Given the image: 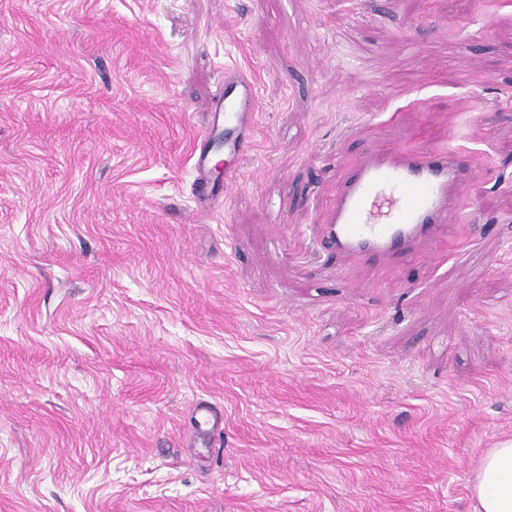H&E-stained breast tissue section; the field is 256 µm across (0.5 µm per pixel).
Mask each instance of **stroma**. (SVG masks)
<instances>
[{
    "instance_id": "stroma-1",
    "label": "stroma",
    "mask_w": 512,
    "mask_h": 512,
    "mask_svg": "<svg viewBox=\"0 0 512 512\" xmlns=\"http://www.w3.org/2000/svg\"><path fill=\"white\" fill-rule=\"evenodd\" d=\"M420 141L481 170L449 242L326 249L342 172ZM508 439L512 0H0V512H472ZM257 96V86L250 76L235 66L224 67V83L214 95L213 123L202 131L194 145V168L199 186L206 181L210 147L220 132L221 117L224 121V152L230 156L240 154L242 145L252 137Z\"/></svg>"
}]
</instances>
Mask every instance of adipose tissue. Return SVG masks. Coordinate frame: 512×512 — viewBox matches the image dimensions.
Here are the masks:
<instances>
[{"instance_id": "adipose-tissue-1", "label": "adipose tissue", "mask_w": 512, "mask_h": 512, "mask_svg": "<svg viewBox=\"0 0 512 512\" xmlns=\"http://www.w3.org/2000/svg\"><path fill=\"white\" fill-rule=\"evenodd\" d=\"M469 490L473 512H512V440L483 456Z\"/></svg>"}]
</instances>
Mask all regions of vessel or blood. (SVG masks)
Here are the masks:
<instances>
[{"label":"vessel or blood","mask_w":512,"mask_h":512,"mask_svg":"<svg viewBox=\"0 0 512 512\" xmlns=\"http://www.w3.org/2000/svg\"><path fill=\"white\" fill-rule=\"evenodd\" d=\"M258 90L234 66L224 69L216 92L214 125L194 145L197 184H204L216 134L228 155L239 154L254 130ZM473 160L459 148L418 143L402 151L378 147L370 159L346 169L334 189L335 202L321 226L324 245L357 259L410 253L421 239L437 241L448 231L455 201L477 181Z\"/></svg>","instance_id":"obj_1"}]
</instances>
